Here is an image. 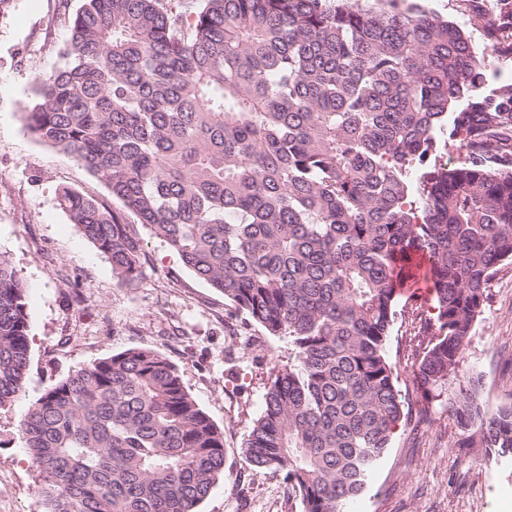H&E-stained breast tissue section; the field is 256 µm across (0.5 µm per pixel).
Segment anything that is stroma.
<instances>
[{"label": "stroma", "mask_w": 512, "mask_h": 512, "mask_svg": "<svg viewBox=\"0 0 512 512\" xmlns=\"http://www.w3.org/2000/svg\"><path fill=\"white\" fill-rule=\"evenodd\" d=\"M82 0H16L0 21V254L15 267L27 295L29 372L19 398L0 407V512H48L44 481L24 448L21 420L29 404L74 370L132 347L175 364L187 392L224 432V476L199 512H302L279 475L249 464L245 445L267 388L287 366V337L271 336L196 278L149 229L138 284L118 283L108 260L57 205L67 186L113 209L106 183L71 157L40 143L21 108L36 77L55 70L69 37L59 12L74 16ZM398 311L387 343L404 400V417L377 464L370 488L345 512H512V458L458 447L456 421L428 407L414 381L427 342L421 319ZM464 369L495 382L489 408L512 402V264L490 282L475 322Z\"/></svg>", "instance_id": "stroma-1"}]
</instances>
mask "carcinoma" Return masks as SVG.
<instances>
[{"label":"carcinoma","mask_w":512,"mask_h":512,"mask_svg":"<svg viewBox=\"0 0 512 512\" xmlns=\"http://www.w3.org/2000/svg\"><path fill=\"white\" fill-rule=\"evenodd\" d=\"M472 15L512 52V0ZM35 83L28 130L103 179L116 211L62 187L59 207L123 285L142 275L125 214L271 336L293 363L246 441L303 512H344L403 418L385 348L425 274L435 318L415 378L460 448L512 457V405L460 372L488 285L512 264V82L419 0H83ZM453 125L462 157L430 165ZM421 168L419 200L408 174ZM29 366L25 288L0 255V407ZM22 433L49 512H198L224 432L165 356L133 347L49 386Z\"/></svg>","instance_id":"obj_1"}]
</instances>
